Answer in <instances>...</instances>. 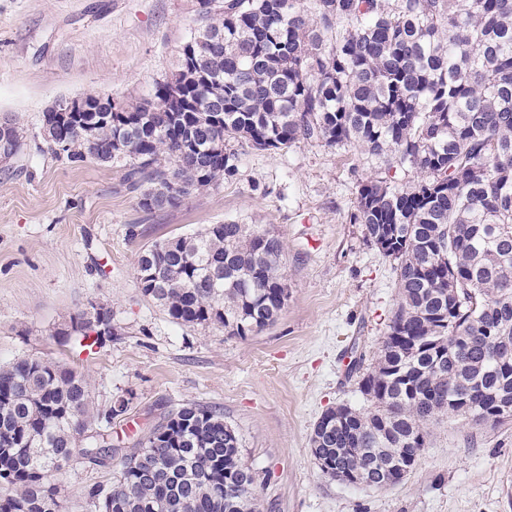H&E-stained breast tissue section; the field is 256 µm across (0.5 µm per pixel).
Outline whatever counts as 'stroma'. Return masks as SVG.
Returning a JSON list of instances; mask_svg holds the SVG:
<instances>
[{"instance_id": "obj_1", "label": "stroma", "mask_w": 512, "mask_h": 512, "mask_svg": "<svg viewBox=\"0 0 512 512\" xmlns=\"http://www.w3.org/2000/svg\"><path fill=\"white\" fill-rule=\"evenodd\" d=\"M198 23L197 0H0V116L22 135L0 161V365L29 355L77 368L99 408L131 397L112 425L128 447L163 412L220 408L257 473L260 512H512V420L441 417L389 489L332 481L310 452L325 410L365 406L350 357L373 363L398 303L394 261L351 219L378 160L318 141L285 152L234 142V176L149 213L125 168L71 162L45 141L56 102L95 93L128 105L151 92ZM231 221L284 247L288 299L246 338L173 322L137 282L148 245ZM95 302L111 306L119 336L90 356L61 345L58 329ZM117 469L73 461L54 479L60 512H95L87 487Z\"/></svg>"}]
</instances>
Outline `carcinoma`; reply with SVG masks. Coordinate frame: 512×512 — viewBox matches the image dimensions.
<instances>
[{"instance_id": "1", "label": "carcinoma", "mask_w": 512, "mask_h": 512, "mask_svg": "<svg viewBox=\"0 0 512 512\" xmlns=\"http://www.w3.org/2000/svg\"><path fill=\"white\" fill-rule=\"evenodd\" d=\"M177 69L150 95L91 111L57 135L72 161L129 163L149 212L237 170L230 140L287 151L303 141L357 145L383 164L359 184L354 223L396 262L399 303L374 365L368 406L326 410L311 454L330 480L365 473L376 488L415 467L440 416L512 420V0H199ZM10 152L21 149L15 119ZM283 244L248 224H211L142 250L138 284L175 322L229 336L273 324L288 299ZM112 310L92 304L57 331L87 342ZM120 397L93 406L73 367L22 357L0 367V512H58L53 478L79 458L122 451ZM224 412L187 404L121 456L98 512H260L256 471Z\"/></svg>"}]
</instances>
